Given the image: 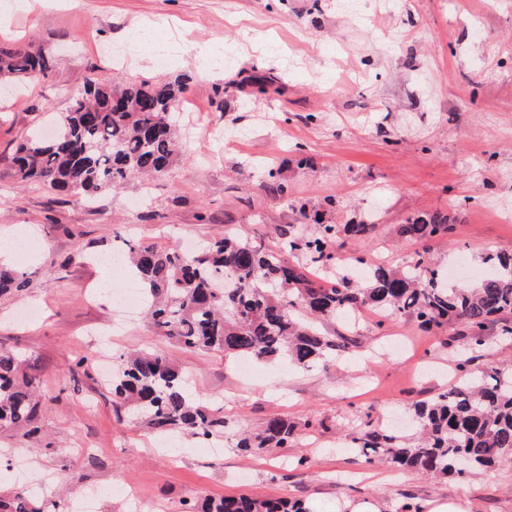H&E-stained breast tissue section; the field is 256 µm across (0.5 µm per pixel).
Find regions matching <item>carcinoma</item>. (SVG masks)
Masks as SVG:
<instances>
[{
  "mask_svg": "<svg viewBox=\"0 0 512 512\" xmlns=\"http://www.w3.org/2000/svg\"><path fill=\"white\" fill-rule=\"evenodd\" d=\"M52 60L39 49L0 44V77L27 84L48 76ZM186 79L153 83L94 79L71 96L56 135L29 137L12 155L10 175L90 200L119 188L128 178L164 174L178 145L175 112ZM335 224H315L307 236L284 230L274 250L226 233L193 254L178 247L133 242L124 251L128 268L143 290L155 334L203 353L284 360L304 369L336 360L342 345L312 326L309 317L334 319L366 308L386 317L407 315L422 327L462 325L468 349L485 348L491 326L512 341V255L486 252L489 267L474 285L453 284L432 262L428 248L451 238L448 218L419 216L398 226L397 234L422 246L414 263L389 268L368 265L365 279L336 276L326 287L313 270L337 265ZM30 273L0 266V296L20 292ZM459 381L432 401L414 406L421 429L415 442L392 428L365 424L353 438L367 463H386L430 477L470 474L512 459V368L490 367L480 374L472 358L455 357ZM117 410L132 411L156 436L208 439L224 433L221 408L202 404L190 375L154 349L119 356L109 383ZM53 400L27 373L26 360L0 347V435L35 436ZM298 426L280 415L256 432H243L236 448L256 453L288 448ZM0 512H61L55 500L38 501L23 489L0 490ZM185 512H309L299 500L281 497H201Z\"/></svg>",
  "mask_w": 512,
  "mask_h": 512,
  "instance_id": "carcinoma-1",
  "label": "carcinoma"
}]
</instances>
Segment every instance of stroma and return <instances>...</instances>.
<instances>
[{
  "label": "stroma",
  "instance_id": "obj_1",
  "mask_svg": "<svg viewBox=\"0 0 512 512\" xmlns=\"http://www.w3.org/2000/svg\"><path fill=\"white\" fill-rule=\"evenodd\" d=\"M360 10L371 23L340 0H54L0 32V43L54 60L47 78L0 87V245L25 233L40 243L34 259H10L31 281L0 297V347L22 352L29 374L61 394L41 421L54 454L32 471L0 472V485L38 487L69 504L98 489L97 512H140L106 495L119 481L166 512H183L198 495L283 496L310 512H396L408 497L428 510L512 512V462L438 481L366 464L351 447L365 423L411 426L415 402L455 383L448 350L465 341L453 323L428 332L407 316L381 326L368 317L353 329L329 322L327 334L349 339L343 360L314 370L261 361L244 383L232 360L159 340L131 316L111 354L157 346L190 369L198 398L223 402L229 422L212 450L155 445L136 420H117L99 376L71 375L80 356L100 352L93 327L119 317L99 289L95 258L128 240L199 244L229 228L275 248L283 229L304 231L316 213L326 224L375 225L372 237L341 233L335 246L346 258L395 266L420 249L397 239L398 225L441 214L457 232L432 242L430 256L458 281L478 280L486 250L512 252V0H360ZM142 27L151 40L139 39ZM156 40L177 48L168 66L156 63ZM196 45L222 48L227 62L205 72ZM178 76L189 84L177 116L180 152L163 177L130 181L87 207L8 176L13 146L48 132L89 80ZM259 77L272 87L258 97ZM278 180L288 197L277 195ZM78 252L85 263L72 262ZM401 338L407 350L393 351ZM273 414L315 428L291 448L241 454L234 430L259 428ZM298 455L306 465H289ZM63 470L69 481L44 484L45 473Z\"/></svg>",
  "mask_w": 512,
  "mask_h": 512
}]
</instances>
